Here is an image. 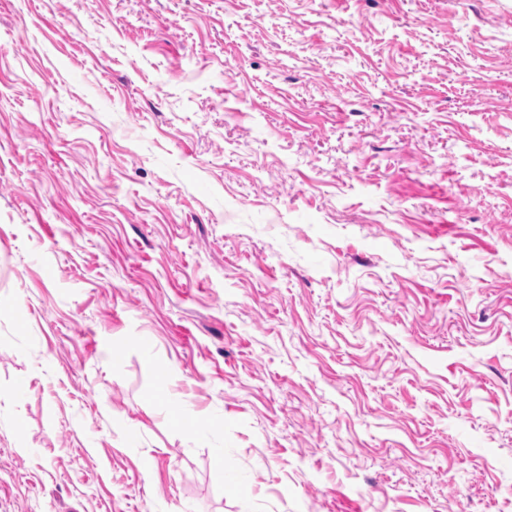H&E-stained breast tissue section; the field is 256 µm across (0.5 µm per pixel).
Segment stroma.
Wrapping results in <instances>:
<instances>
[{"instance_id":"1","label":"stroma","mask_w":512,"mask_h":512,"mask_svg":"<svg viewBox=\"0 0 512 512\" xmlns=\"http://www.w3.org/2000/svg\"><path fill=\"white\" fill-rule=\"evenodd\" d=\"M0 512H512V0H0Z\"/></svg>"}]
</instances>
